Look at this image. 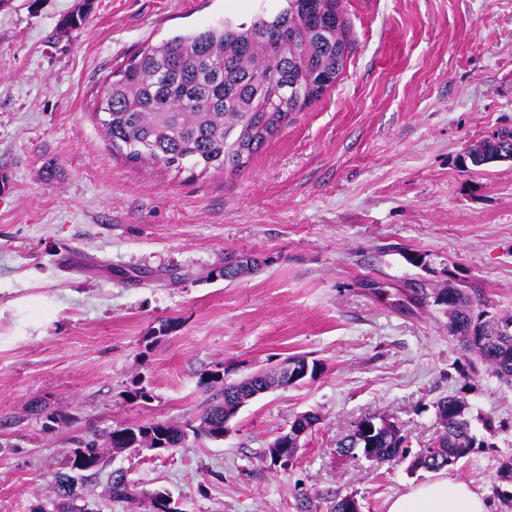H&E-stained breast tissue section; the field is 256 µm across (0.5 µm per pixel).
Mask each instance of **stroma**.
I'll return each instance as SVG.
<instances>
[{
	"label": "stroma",
	"instance_id": "1",
	"mask_svg": "<svg viewBox=\"0 0 512 512\" xmlns=\"http://www.w3.org/2000/svg\"><path fill=\"white\" fill-rule=\"evenodd\" d=\"M80 5L0 8V512L43 504L86 431L185 425L200 373L220 363L240 378L296 355L321 374L246 403L222 440L128 448L110 469L184 512H298L302 492L387 512L430 473L337 441L387 414L422 448L433 402L460 391L475 432L505 430L451 475L504 512L492 486L512 457V385L483 368L460 378L433 294L451 282L512 315V161L458 160L512 128V0H344L354 49L336 84L239 169L194 177L114 154L97 95L143 46L281 0H93L81 29L60 32ZM230 253L264 265L209 279ZM166 320L177 329L147 345ZM135 385L148 400L130 398ZM309 410L321 422L294 466L269 470L265 448Z\"/></svg>",
	"mask_w": 512,
	"mask_h": 512
}]
</instances>
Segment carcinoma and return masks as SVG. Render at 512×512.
Wrapping results in <instances>:
<instances>
[{"mask_svg":"<svg viewBox=\"0 0 512 512\" xmlns=\"http://www.w3.org/2000/svg\"><path fill=\"white\" fill-rule=\"evenodd\" d=\"M91 6L64 17V32L84 26ZM354 48L342 0H284L279 11L256 14L247 22L224 20V26L174 35L158 46L148 45L111 72L97 102V115L112 152L135 165L182 168L194 174L237 169L259 152L299 112L313 106L340 77ZM475 167L512 161V132L496 140L482 139L466 149ZM258 266L250 256L224 259L210 272L215 278L234 280ZM434 302L450 308L448 336L460 346L469 366L479 362L499 379L512 381V315L490 316L481 298L457 290L448 301V289ZM294 369L257 372L232 382L224 378V365L200 374L198 386L207 395L198 425L179 428L149 420L111 429L105 441L89 432L76 438L66 472L57 476L46 504L38 512H72L78 488L98 478L108 465L104 448L171 449L196 439L221 440L228 422L253 397L283 385L314 380L322 363L305 356L294 359ZM439 431L432 443L411 452L396 418L366 417L338 442L341 452L367 460L385 458L407 463L406 470H451L488 445L472 427L470 403L455 393L433 403ZM319 423L315 412L302 414L288 433L277 436L265 449L270 461L277 453L296 457L298 434L310 433ZM84 453L95 467L76 469ZM115 502L132 499L133 484L114 470L108 484ZM494 495L512 512V457L496 471Z\"/></svg>","mask_w":512,"mask_h":512,"instance_id":"obj_1","label":"carcinoma"}]
</instances>
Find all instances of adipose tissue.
Segmentation results:
<instances>
[{"label":"adipose tissue","mask_w":512,"mask_h":512,"mask_svg":"<svg viewBox=\"0 0 512 512\" xmlns=\"http://www.w3.org/2000/svg\"><path fill=\"white\" fill-rule=\"evenodd\" d=\"M387 512H489V505L466 481L438 472L392 499Z\"/></svg>","instance_id":"ef3b65f1"}]
</instances>
